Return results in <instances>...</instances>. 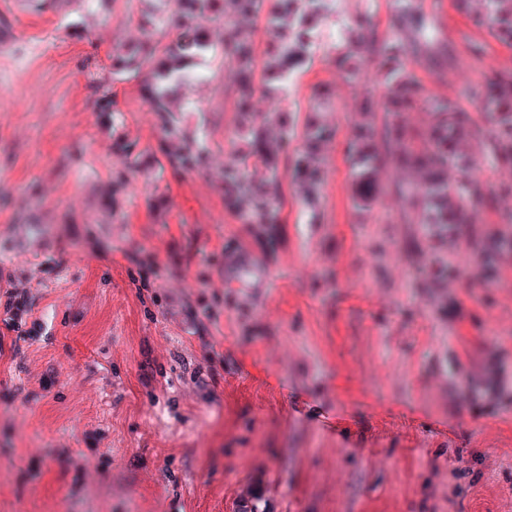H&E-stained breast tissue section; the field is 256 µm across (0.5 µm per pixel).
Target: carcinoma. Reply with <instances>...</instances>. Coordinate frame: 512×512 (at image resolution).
<instances>
[{"instance_id":"obj_1","label":"carcinoma","mask_w":512,"mask_h":512,"mask_svg":"<svg viewBox=\"0 0 512 512\" xmlns=\"http://www.w3.org/2000/svg\"><path fill=\"white\" fill-rule=\"evenodd\" d=\"M168 12L150 11L142 15L141 40L133 45H119L112 50V68L117 77L140 79L142 98L161 123L163 157L170 166L192 171L207 158L203 144L189 139L172 117L174 90L187 79L186 64L194 57L214 55L232 62L240 84L235 109L251 113L252 95L257 74L279 81V89L288 91L286 75L288 57L306 61L312 55L314 22L323 17L332 0H274L265 16L268 31L262 56H257L252 20L259 11L260 0H170ZM485 14L494 26L497 39L512 45V0H481ZM198 15H209L222 22L224 39L214 43L209 34L193 25ZM396 28L414 35L427 51L434 50L428 39V19L407 5L398 12ZM386 46L382 67L389 86L379 105L385 113L384 133L390 148V160L399 169L419 178V183L403 181L396 185L400 197L414 201L416 223L426 234L448 238L459 226L472 221L470 207L481 203L485 187L470 177L471 161L462 148L481 136V128L467 117V110L451 101L429 96L405 66L401 39L391 34L383 40ZM417 106L425 107L432 116L426 128L408 138L403 134L404 114ZM470 111L479 112L494 125L497 138L491 150L502 160L512 161V69L495 70L484 89L471 103ZM273 121L283 131L276 138L269 134L267 120H252L240 127L239 136L250 147V153L270 170L267 184L251 185L238 164L224 171V203L244 224H275L278 185L277 163L288 151L292 132L284 112L273 113ZM328 132L320 125L307 126V152L294 164V174L304 192L316 197L322 172L316 157L319 144ZM377 131L360 127L354 131L351 150L356 157L354 173L355 198L360 205L369 204L377 194V174L384 158L374 146ZM459 169L460 179L448 181V166Z\"/></svg>"}]
</instances>
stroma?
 <instances>
[{
	"label": "stroma",
	"mask_w": 512,
	"mask_h": 512,
	"mask_svg": "<svg viewBox=\"0 0 512 512\" xmlns=\"http://www.w3.org/2000/svg\"><path fill=\"white\" fill-rule=\"evenodd\" d=\"M412 2L441 50L404 59L432 95L466 108L512 69L480 0ZM397 7L333 0L287 93L257 87L292 149L309 118L332 131L318 201L281 158L257 231L222 192L247 150L233 64L189 63L173 106L209 159L176 172L138 79L112 74L140 0H0V306L26 300L0 324V512H512V163L473 144L494 193L444 247L394 167L354 200L352 132L383 126L360 105L384 88L379 57L355 77L336 59L354 18L381 40Z\"/></svg>",
	"instance_id": "1"
}]
</instances>
